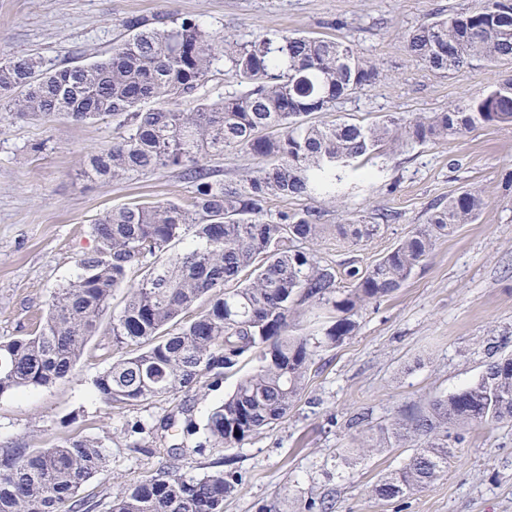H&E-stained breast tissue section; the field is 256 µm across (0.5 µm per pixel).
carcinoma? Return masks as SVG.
I'll return each mask as SVG.
<instances>
[{
  "label": "carcinoma",
  "mask_w": 512,
  "mask_h": 512,
  "mask_svg": "<svg viewBox=\"0 0 512 512\" xmlns=\"http://www.w3.org/2000/svg\"><path fill=\"white\" fill-rule=\"evenodd\" d=\"M123 27L126 34L108 56L94 62L47 68L34 57L0 61V112L31 118L64 112L78 123L110 118L117 136L89 156L91 173L117 180L182 168L195 195L186 206L120 207L93 224L95 248L80 257L81 273L52 295L35 333L0 340V395L71 374L135 268L141 278L112 317V342L138 350L93 380L99 400L118 406L188 392L255 354L259 366L239 379L205 424L214 446L241 445L284 418L304 389L314 342L291 333L298 306H332L336 320L320 344L342 342L354 331L359 307L397 292L440 238L473 223L486 206L473 187L448 197L372 265L348 271L344 289L314 245L330 229L357 245L373 237L377 225L360 218L321 224L309 208L273 215L268 199L330 195L342 169L372 162L388 144L436 143L512 125V78L429 116L391 112L370 124L314 121L378 77L375 63L344 40L276 31L229 42L198 19L167 16L131 17ZM408 48L443 74L474 61L511 64L512 0H479L427 21L408 33ZM221 62L237 88L216 102L199 101L191 112L178 110ZM226 147L259 160L241 186L214 179L204 163ZM204 297L207 307L195 311ZM510 422L512 358H505L488 364L474 382L381 428L388 447L413 453L372 492L395 499L431 487L448 470V426ZM107 462L96 438L0 448V512H90L79 490ZM238 482L232 469L188 476L173 453L155 475L115 496L112 512H224V498Z\"/></svg>",
  "instance_id": "obj_1"
}]
</instances>
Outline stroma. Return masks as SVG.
<instances>
[{"label": "stroma", "instance_id": "35a3bbf8", "mask_svg": "<svg viewBox=\"0 0 512 512\" xmlns=\"http://www.w3.org/2000/svg\"><path fill=\"white\" fill-rule=\"evenodd\" d=\"M475 0H0V59L42 58L49 65L103 58L133 16L192 17L238 41L272 30L341 37L380 72L337 103L325 120L370 123L388 112H440L512 75V65L473 62L456 74L431 71L409 51L408 32L436 13ZM111 121L77 123L65 114L27 120L0 114V339L34 332L58 288L74 279L95 242L91 226L130 204H189L194 184L180 169L119 181L87 177L84 158L108 148ZM365 180L347 174L335 199L273 197L270 212L306 207L324 224L363 216L379 230L358 245L326 234L319 252L338 272L365 267L392 249L429 209L465 187L482 188L479 217L441 238L395 294L363 306L345 340L317 348L306 386L288 415L241 445L211 447L204 425L255 361L189 392L105 406L93 381L122 351L112 344L119 289L72 375L47 387L0 396V448H51L78 437L100 439L105 471L80 492L91 512H111L120 490L153 475L176 450L185 473L233 469L239 484L224 512H512V424L448 430V471L430 488L383 500L373 486L410 456L407 448L356 451L407 408H422L476 380L490 361L512 356V126L386 152ZM391 213L382 221V213ZM175 415L173 429L160 424Z\"/></svg>", "mask_w": 512, "mask_h": 512}]
</instances>
